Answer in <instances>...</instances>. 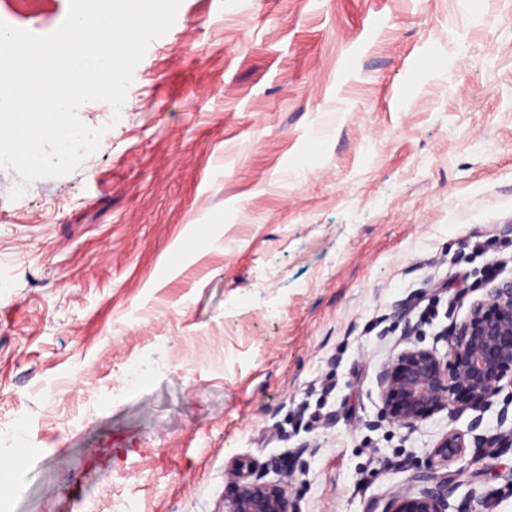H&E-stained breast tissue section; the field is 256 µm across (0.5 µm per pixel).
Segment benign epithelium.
Instances as JSON below:
<instances>
[{
    "instance_id": "7a95c632",
    "label": "benign epithelium",
    "mask_w": 512,
    "mask_h": 512,
    "mask_svg": "<svg viewBox=\"0 0 512 512\" xmlns=\"http://www.w3.org/2000/svg\"><path fill=\"white\" fill-rule=\"evenodd\" d=\"M482 289L466 317L440 332L446 353L414 346L380 366L376 379L381 418L388 424L413 430L440 412L453 421L471 410L478 415L468 432L474 434L475 445L485 442L477 434L482 412L505 388H512V279L489 278ZM466 447L465 433L448 430L435 443L425 470L408 477L411 486L372 501L367 512H473L474 503L493 508L498 493L479 495L473 488L460 503H453L463 481L444 469ZM225 474L235 493L224 501V512H297L288 475L269 481L267 470L248 457L231 460Z\"/></svg>"
}]
</instances>
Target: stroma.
Instances as JSON below:
<instances>
[{"label": "stroma", "instance_id": "stroma-1", "mask_svg": "<svg viewBox=\"0 0 512 512\" xmlns=\"http://www.w3.org/2000/svg\"><path fill=\"white\" fill-rule=\"evenodd\" d=\"M77 116L104 134L72 172L13 200L0 168V512H224L242 456L366 512L467 429L388 425L376 375L445 350L473 242L512 278V0H181L118 120ZM471 462L501 492L512 447ZM214 243L213 237L200 234L196 227H188L184 237L175 245L173 257L176 260L186 259L209 248Z\"/></svg>", "mask_w": 512, "mask_h": 512}]
</instances>
